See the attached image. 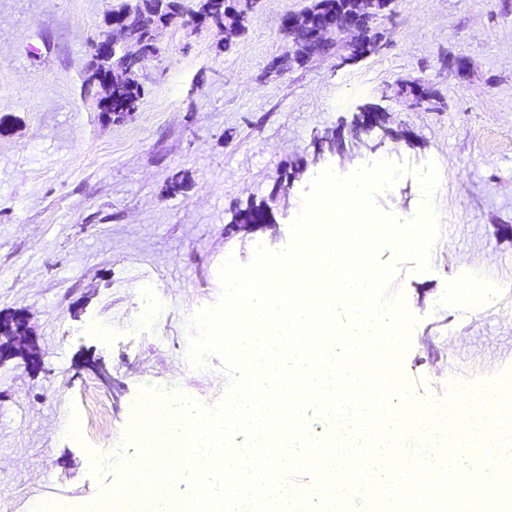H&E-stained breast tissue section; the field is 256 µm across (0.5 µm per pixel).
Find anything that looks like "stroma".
Listing matches in <instances>:
<instances>
[{
	"label": "stroma",
	"mask_w": 512,
	"mask_h": 512,
	"mask_svg": "<svg viewBox=\"0 0 512 512\" xmlns=\"http://www.w3.org/2000/svg\"><path fill=\"white\" fill-rule=\"evenodd\" d=\"M116 2L0 0L11 128L0 137V312L23 311L43 353L38 372L0 364V512L97 503L136 449L126 437L149 389L206 407L226 396L218 356L189 363L187 323L217 302L227 257L287 246L303 192L327 168L344 176L386 159L438 171L429 267H399L413 317L402 408L512 376V0H395L373 24L372 54L349 61L350 37L335 33L328 54L286 69L283 19L312 0H254L229 43L182 21L136 72L137 112L113 124L86 69ZM409 81L432 101L412 106ZM366 104L412 139L376 130L345 155L319 150L318 135ZM177 178L186 186L174 193ZM252 201L272 202L277 227L235 233V210ZM421 201L409 174L376 196L402 220ZM89 356L111 384L83 366ZM76 418L79 439L64 431Z\"/></svg>",
	"instance_id": "1"
}]
</instances>
